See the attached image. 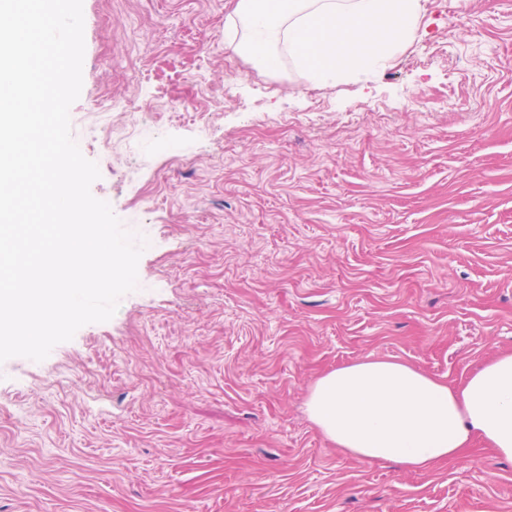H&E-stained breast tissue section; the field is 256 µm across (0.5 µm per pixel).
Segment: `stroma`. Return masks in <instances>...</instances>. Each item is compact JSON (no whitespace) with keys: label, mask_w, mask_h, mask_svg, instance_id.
<instances>
[{"label":"stroma","mask_w":512,"mask_h":512,"mask_svg":"<svg viewBox=\"0 0 512 512\" xmlns=\"http://www.w3.org/2000/svg\"><path fill=\"white\" fill-rule=\"evenodd\" d=\"M238 0H83L71 133L138 287L0 364V512H512L473 438L426 471L311 422L322 375L464 386L512 353V0H422L427 34L318 84L256 67Z\"/></svg>","instance_id":"stroma-1"}]
</instances>
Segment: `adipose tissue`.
I'll use <instances>...</instances> for the list:
<instances>
[{
    "mask_svg": "<svg viewBox=\"0 0 512 512\" xmlns=\"http://www.w3.org/2000/svg\"><path fill=\"white\" fill-rule=\"evenodd\" d=\"M306 411L327 439L361 460L425 471L477 435L512 461V354L458 391L398 361H356L318 378Z\"/></svg>",
    "mask_w": 512,
    "mask_h": 512,
    "instance_id": "1",
    "label": "adipose tissue"
}]
</instances>
